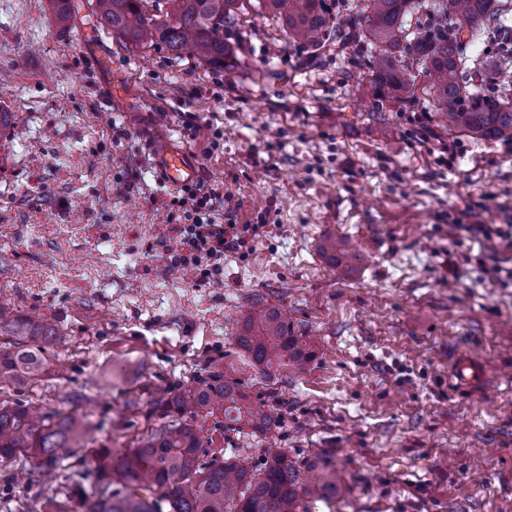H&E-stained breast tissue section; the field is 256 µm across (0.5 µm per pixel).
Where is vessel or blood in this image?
<instances>
[{
    "instance_id": "obj_1",
    "label": "vessel or blood",
    "mask_w": 512,
    "mask_h": 512,
    "mask_svg": "<svg viewBox=\"0 0 512 512\" xmlns=\"http://www.w3.org/2000/svg\"><path fill=\"white\" fill-rule=\"evenodd\" d=\"M78 39L82 48L92 55L102 100L107 106L130 113L134 125L140 129L157 180L173 190L196 187L201 181L198 159L189 149L156 126L151 110L131 96L125 76L118 71L111 56L98 51L88 34H79ZM448 376L453 385L474 389L484 384L486 371L479 361L457 350L448 357Z\"/></svg>"
}]
</instances>
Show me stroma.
Returning a JSON list of instances; mask_svg holds the SVG:
<instances>
[{
  "instance_id": "stroma-1",
  "label": "stroma",
  "mask_w": 512,
  "mask_h": 512,
  "mask_svg": "<svg viewBox=\"0 0 512 512\" xmlns=\"http://www.w3.org/2000/svg\"><path fill=\"white\" fill-rule=\"evenodd\" d=\"M52 6L0 0V301L51 321L61 341L44 381L0 399L90 414L87 446L68 460L83 470L154 426L159 390L224 372L281 425L269 439L227 436L222 418H197L214 440L203 462L228 448L255 464L268 447L327 448L353 512H512V285L477 265L493 252L511 270L512 243L453 233L512 224V145L424 139L410 120L420 103L372 111L352 65L360 43L290 44L259 0L224 30L230 70L99 32L233 223L259 227L252 248L225 252L220 284L201 283L175 262L179 192L157 181L128 113L104 106L93 60ZM326 236L356 246L355 271L321 256ZM268 304L317 346L270 381L234 345L241 314ZM460 344L492 363V391L449 383ZM116 367L130 376L111 388ZM60 483L21 458L2 464L0 512H42Z\"/></svg>"
}]
</instances>
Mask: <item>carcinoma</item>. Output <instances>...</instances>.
Listing matches in <instances>:
<instances>
[{"label":"carcinoma","instance_id":"1","mask_svg":"<svg viewBox=\"0 0 512 512\" xmlns=\"http://www.w3.org/2000/svg\"><path fill=\"white\" fill-rule=\"evenodd\" d=\"M281 21L288 41L319 50L340 38L324 11V0H263ZM344 22L363 27L372 54L357 61L368 73L366 93L375 105L414 104L448 118V130L485 141H512V8L504 0H443L426 15L425 26L411 27L414 0H360ZM170 9L149 14L144 0H96L94 30L108 28L126 44L165 43L171 53L191 54L209 66H229L224 27L236 23L243 0H168ZM54 19L71 24L74 4L54 0ZM456 17L453 35L429 31ZM412 59L413 74L405 59ZM480 77L474 82V77ZM324 257L338 266L357 259L344 240L327 239ZM58 329L0 305V385H34L47 370L46 353L60 343ZM234 345L266 379L288 363L301 365L316 350L299 336L288 313L275 305L250 311L241 319ZM224 416V430L266 436L279 428L274 410L255 404L242 383L213 375L151 401L150 413L176 418L140 437L126 450L97 452L95 472L72 471L65 481L83 485L86 512H312L349 491L327 450L290 457L268 448L261 465L232 452L204 464L203 435L194 421L200 412ZM91 420L75 411L42 415L0 401V462L23 457L39 470L54 472L66 458L86 447Z\"/></svg>","mask_w":512,"mask_h":512}]
</instances>
